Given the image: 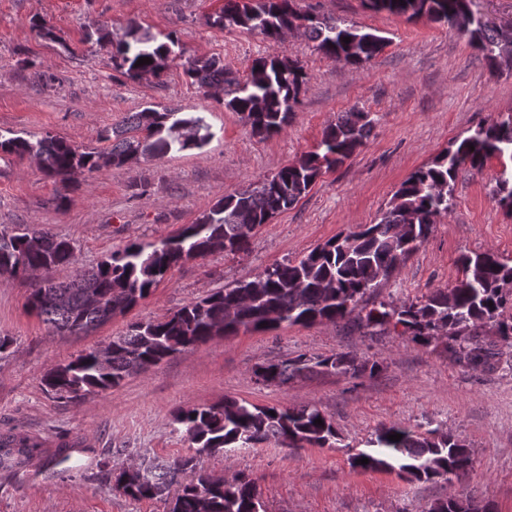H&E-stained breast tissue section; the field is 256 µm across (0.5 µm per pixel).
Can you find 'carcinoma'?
<instances>
[{"mask_svg": "<svg viewBox=\"0 0 512 512\" xmlns=\"http://www.w3.org/2000/svg\"><path fill=\"white\" fill-rule=\"evenodd\" d=\"M369 9L440 23L467 38L495 71L512 70V26L489 24L472 9L473 0H365ZM212 24L227 29L257 31L280 42L296 32L314 43L317 52L348 65L371 61L386 46L384 37L332 18L302 13L295 0H224ZM350 42H343V38ZM96 43L112 47V64L131 79L159 78L172 61L177 38L163 41L129 26L119 38L97 29ZM149 57L150 64L136 65ZM191 84L202 90L222 88L235 79L225 76L215 57H195L183 64ZM307 73L286 55L262 57L238 85L225 106L240 115L255 136L282 132L305 92ZM370 113L352 108L336 115L324 130L317 149L303 154L245 190L217 200L195 223L158 243H131L112 252L95 268L67 283L50 277L32 288L29 306L53 333L78 335L123 314L147 298L166 273L191 259L222 251L245 253L256 229L295 206L323 174L349 159L370 136ZM210 139L205 118L184 117L161 106L129 112L104 129V149L76 146L57 135L24 137L0 134V153L34 156L41 170L66 185L86 172L110 166L135 168L148 157L172 151L201 149ZM512 160V115L469 130L432 161L415 170L393 193L376 221L358 231L340 234L302 258L263 269L254 279L220 288L192 301L161 321L134 323L107 345L110 357L100 359L93 348L67 363L50 367L42 378L46 392L67 402L117 387L128 376L216 337L244 329L273 331L286 323L352 322L361 329L402 326L408 340L441 349L454 364L468 370H492L504 350H512V264L485 250L460 259L462 278L447 288H435L415 300L377 299L380 286L428 240L440 216L453 206L458 172H481L492 157ZM492 198L512 216V174L502 170L491 189ZM76 263L72 242L45 227L20 225L0 232V276L48 273ZM337 376L373 377L377 361L350 353L296 357L258 366L265 386H283L314 370ZM275 415H270V412ZM320 419L322 424L314 421ZM174 423L199 448L222 455L238 448L275 442L282 448L323 447L336 438L333 424L316 405L269 406L224 398L208 407L180 409ZM402 435L391 441L388 435ZM370 440L372 449L350 458L363 471H398L410 481L461 480L472 466L468 447L451 432L434 428L416 433L382 424ZM40 444L26 433L0 434V470L24 466ZM366 458L367 464L357 460ZM100 468L107 481L122 484L133 499L162 497L178 487L169 512H266L254 479L239 474L226 480L196 469L194 458L127 468L105 459Z\"/></svg>", "mask_w": 512, "mask_h": 512, "instance_id": "carcinoma-1", "label": "carcinoma"}]
</instances>
